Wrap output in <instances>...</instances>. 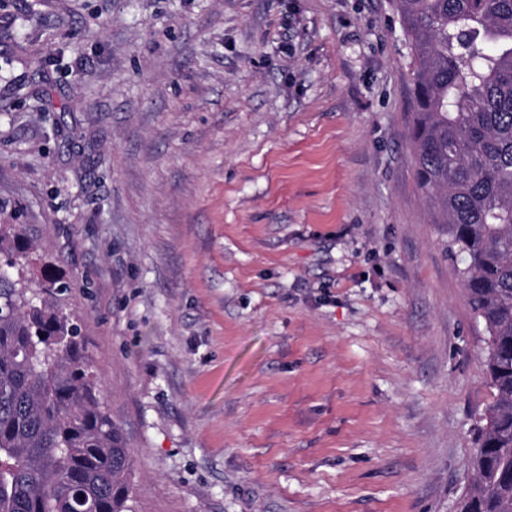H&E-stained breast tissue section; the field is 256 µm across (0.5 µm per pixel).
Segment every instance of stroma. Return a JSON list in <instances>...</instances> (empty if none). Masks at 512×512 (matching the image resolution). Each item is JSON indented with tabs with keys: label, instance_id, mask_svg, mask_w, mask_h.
<instances>
[{
	"label": "stroma",
	"instance_id": "obj_1",
	"mask_svg": "<svg viewBox=\"0 0 512 512\" xmlns=\"http://www.w3.org/2000/svg\"><path fill=\"white\" fill-rule=\"evenodd\" d=\"M414 70L390 0H0V222L73 284L137 512H458L487 333Z\"/></svg>",
	"mask_w": 512,
	"mask_h": 512
}]
</instances>
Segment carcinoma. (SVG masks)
<instances>
[{"instance_id":"1","label":"carcinoma","mask_w":512,"mask_h":512,"mask_svg":"<svg viewBox=\"0 0 512 512\" xmlns=\"http://www.w3.org/2000/svg\"><path fill=\"white\" fill-rule=\"evenodd\" d=\"M414 58L418 187L487 332L492 401L461 512H512V0H392ZM22 224H0V512H135L133 456L72 313L70 283L25 276Z\"/></svg>"}]
</instances>
